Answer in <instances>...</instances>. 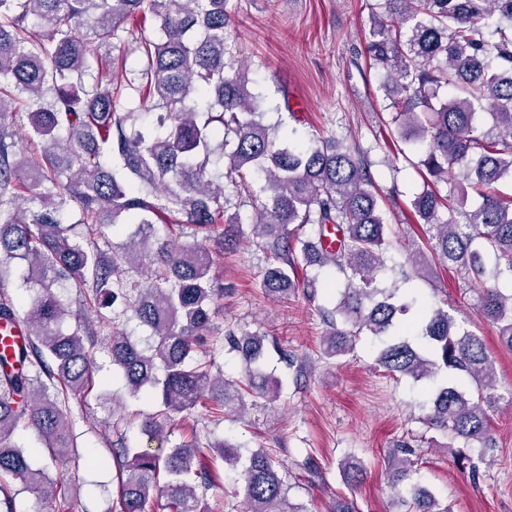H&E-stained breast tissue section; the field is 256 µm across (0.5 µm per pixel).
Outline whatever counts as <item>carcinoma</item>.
<instances>
[{
    "label": "carcinoma",
    "mask_w": 512,
    "mask_h": 512,
    "mask_svg": "<svg viewBox=\"0 0 512 512\" xmlns=\"http://www.w3.org/2000/svg\"><path fill=\"white\" fill-rule=\"evenodd\" d=\"M229 0H0V270L23 267L26 304L0 293V319L25 325L27 342L0 355V504L17 512V483L50 512H66L63 480L32 467L14 441L33 430L54 462L76 455L67 421L69 394L91 387L90 346L107 337L113 377L128 396L158 393L161 406L141 421L148 440L196 407L239 419L247 405L269 407L282 382L266 368L267 335L229 326L221 341L241 354L245 377L211 373L202 350L216 287V257L249 238L265 254L261 287L272 300L298 289L316 300L317 277L300 267L341 273L336 306L321 308V357L354 353L363 332L383 343L377 365L415 382L439 380L428 392L429 428L466 447L492 444L494 361L484 340L441 305L382 288L386 270L405 278L456 271L476 308L512 350V199L499 183L512 178V0H382L372 13L366 52L385 74L399 138L422 156L432 183L449 185L411 200L427 226L430 248L387 265L393 225L360 152L334 138L281 140L265 122V98L253 92L228 43ZM150 16L155 30L124 42L127 21ZM123 83H88L102 61L126 67ZM487 114L485 130L478 117ZM112 156V165L102 161ZM232 192L225 193L224 183ZM481 203L468 207L469 194ZM251 206L250 230L240 209ZM132 224L115 245L106 229ZM179 233L219 231L217 250L176 246L158 225ZM336 231V248L322 240ZM75 285L97 309V321L75 316L65 330ZM416 310L414 339L400 335V316ZM145 330L139 338L125 324ZM391 486L408 485L406 512H449L415 478V462L393 453ZM235 475L245 512H310L288 499L281 463L264 448L203 440L192 431L165 454L112 448L118 498L114 512H206L216 460ZM344 482L364 480L353 457L340 461Z\"/></svg>",
    "instance_id": "carcinoma-1"
}]
</instances>
